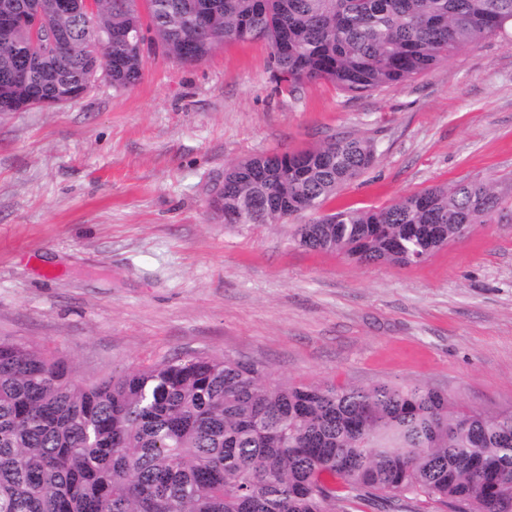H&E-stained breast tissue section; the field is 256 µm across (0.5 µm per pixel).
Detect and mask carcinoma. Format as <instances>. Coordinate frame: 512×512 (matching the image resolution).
Wrapping results in <instances>:
<instances>
[{
	"label": "carcinoma",
	"instance_id": "carcinoma-1",
	"mask_svg": "<svg viewBox=\"0 0 512 512\" xmlns=\"http://www.w3.org/2000/svg\"><path fill=\"white\" fill-rule=\"evenodd\" d=\"M91 27L42 0L43 39L0 35V98L25 53L21 103L91 84L85 55L136 83L145 54L200 63L218 46L264 42L277 80L363 94L425 74L512 24V0H106ZM212 23L189 26L198 10ZM75 45L58 54L50 32ZM374 141L258 155L224 170V216L299 224V245L362 264L410 265L500 210L490 183L461 181L370 210H319L374 162ZM512 512V409L461 408L419 383L271 379L224 355L164 359L94 382L35 346L0 338V512Z\"/></svg>",
	"mask_w": 512,
	"mask_h": 512
}]
</instances>
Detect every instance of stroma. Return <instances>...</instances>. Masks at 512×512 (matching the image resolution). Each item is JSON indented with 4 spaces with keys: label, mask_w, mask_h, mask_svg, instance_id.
I'll use <instances>...</instances> for the list:
<instances>
[{
    "label": "stroma",
    "mask_w": 512,
    "mask_h": 512,
    "mask_svg": "<svg viewBox=\"0 0 512 512\" xmlns=\"http://www.w3.org/2000/svg\"><path fill=\"white\" fill-rule=\"evenodd\" d=\"M343 134L376 159L323 212L463 179L512 199V27L372 93L280 86L255 41L195 64L152 54L132 86L102 76L76 101L0 112V337L85 381L226 353L275 379L418 381L512 407V208L409 266L210 211L225 167Z\"/></svg>",
    "instance_id": "1"
}]
</instances>
